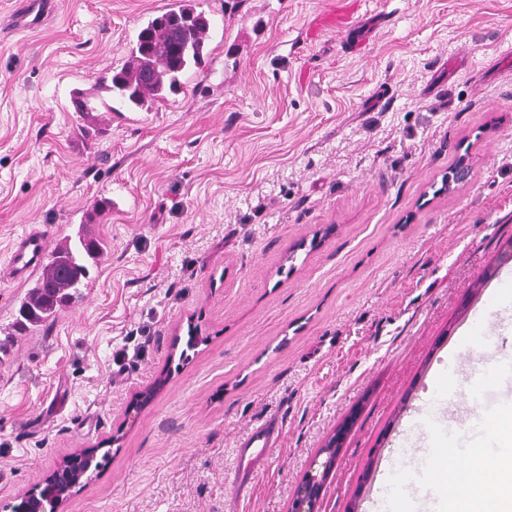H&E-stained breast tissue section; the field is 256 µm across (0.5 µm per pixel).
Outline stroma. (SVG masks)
Instances as JSON below:
<instances>
[{
	"label": "stroma",
	"instance_id": "1",
	"mask_svg": "<svg viewBox=\"0 0 512 512\" xmlns=\"http://www.w3.org/2000/svg\"><path fill=\"white\" fill-rule=\"evenodd\" d=\"M55 2L20 31L0 0V329L26 292L3 277L17 235L87 224L108 250L0 357V512L83 451L97 467L56 512H289L354 411L318 512L415 501L418 448L493 456L485 421L512 402V0H358L348 35L313 32L336 0H193L204 64L90 124L73 92L175 0ZM451 387L471 424L443 415ZM270 417L277 445L237 489V444Z\"/></svg>",
	"mask_w": 512,
	"mask_h": 512
}]
</instances>
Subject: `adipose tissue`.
<instances>
[{"label": "adipose tissue", "instance_id": "adipose-tissue-1", "mask_svg": "<svg viewBox=\"0 0 512 512\" xmlns=\"http://www.w3.org/2000/svg\"><path fill=\"white\" fill-rule=\"evenodd\" d=\"M488 430L503 455L490 464L482 449H473L459 471L467 489L462 494L446 490V512H512V410L503 411Z\"/></svg>", "mask_w": 512, "mask_h": 512}]
</instances>
